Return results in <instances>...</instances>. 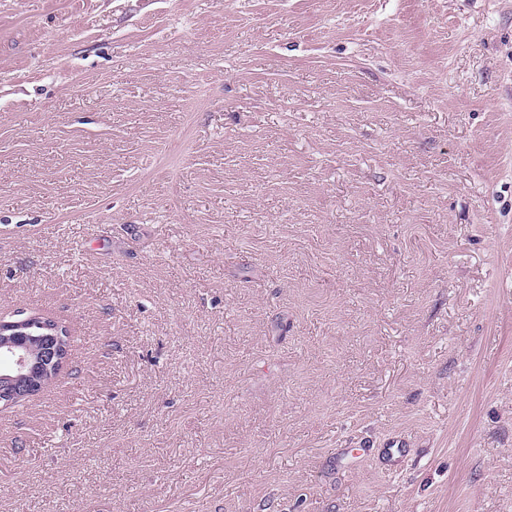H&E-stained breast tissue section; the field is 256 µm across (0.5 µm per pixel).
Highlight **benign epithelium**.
I'll return each instance as SVG.
<instances>
[{"label":"benign epithelium","mask_w":512,"mask_h":512,"mask_svg":"<svg viewBox=\"0 0 512 512\" xmlns=\"http://www.w3.org/2000/svg\"><path fill=\"white\" fill-rule=\"evenodd\" d=\"M68 333L59 324L27 316L0 322V407L35 395L64 366Z\"/></svg>","instance_id":"obj_1"}]
</instances>
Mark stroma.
<instances>
[{"instance_id":"1","label":"stroma","mask_w":512,"mask_h":512,"mask_svg":"<svg viewBox=\"0 0 512 512\" xmlns=\"http://www.w3.org/2000/svg\"><path fill=\"white\" fill-rule=\"evenodd\" d=\"M20 311L0 512H512V0H0ZM65 330L59 324L52 326L35 316L1 320V408L12 407L35 395L48 378L63 368L68 350Z\"/></svg>"}]
</instances>
